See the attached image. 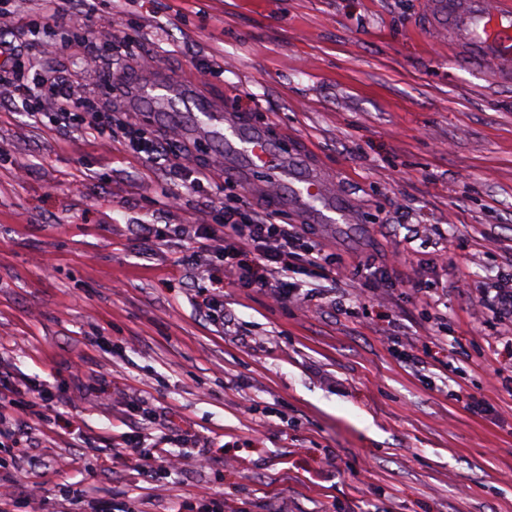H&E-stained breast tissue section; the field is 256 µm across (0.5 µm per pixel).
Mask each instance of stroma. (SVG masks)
Returning a JSON list of instances; mask_svg holds the SVG:
<instances>
[{"label":"stroma","instance_id":"obj_1","mask_svg":"<svg viewBox=\"0 0 512 512\" xmlns=\"http://www.w3.org/2000/svg\"><path fill=\"white\" fill-rule=\"evenodd\" d=\"M6 7L33 23L1 38L102 101L80 39L62 42L37 0ZM96 7L119 35L107 69L134 78L149 55L233 100L334 174L359 221L312 229L346 271L292 274L322 300L276 304L218 254L203 277L184 262L197 243L175 225L223 223L237 197L265 206L225 178L216 141L146 113L140 131L182 146L155 158L84 110L37 121L0 103V403L25 431L0 447V512H197L211 497L224 512H512V321L480 305L512 274V81L413 29L427 0ZM204 164L206 188L173 176ZM13 383L47 403L12 406ZM126 435L187 463L113 461Z\"/></svg>","mask_w":512,"mask_h":512}]
</instances>
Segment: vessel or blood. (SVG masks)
<instances>
[{
  "label": "vessel or blood",
  "instance_id": "1",
  "mask_svg": "<svg viewBox=\"0 0 512 512\" xmlns=\"http://www.w3.org/2000/svg\"><path fill=\"white\" fill-rule=\"evenodd\" d=\"M425 27L447 35L460 58L490 69L493 76H512V0H428ZM142 81L126 90L132 112H157L167 124L197 130L219 141L220 164L236 181L257 171L267 180L252 184L274 210L297 211L302 223L354 224L358 207L337 192L329 175L295 153L284 151L260 125L246 121L228 103L199 95L149 67Z\"/></svg>",
  "mask_w": 512,
  "mask_h": 512
}]
</instances>
